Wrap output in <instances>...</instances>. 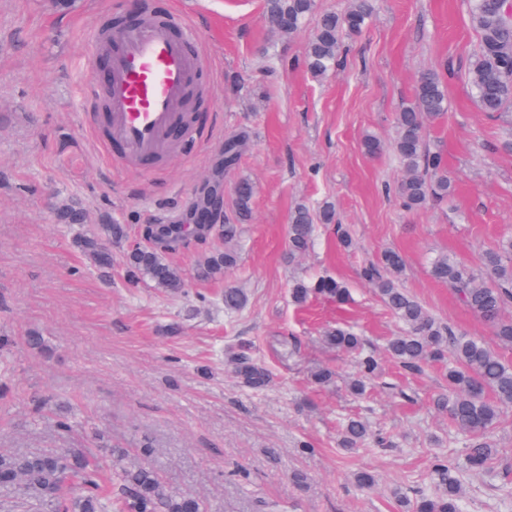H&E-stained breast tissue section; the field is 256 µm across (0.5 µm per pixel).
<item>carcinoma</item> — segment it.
Wrapping results in <instances>:
<instances>
[{"label":"carcinoma","instance_id":"1","mask_svg":"<svg viewBox=\"0 0 512 512\" xmlns=\"http://www.w3.org/2000/svg\"><path fill=\"white\" fill-rule=\"evenodd\" d=\"M471 23L479 36L478 50L469 64L466 78L475 92L481 111L498 114L512 111V12L507 6L496 10L490 0H471ZM316 10V0H265V16L274 32L291 39L302 31ZM373 0H351L343 13L318 14L310 34L305 65L315 77L337 71L344 39L360 34L373 20ZM447 94L442 76L433 70L423 73L411 103L396 115L398 133L392 150L404 171L396 191L405 207L417 209L448 200L451 183L438 153L428 149L426 122L447 112ZM253 185L243 179L237 186L236 207L244 220L251 213ZM334 206L317 208L300 205L292 211L288 229V255L305 254L312 245L317 223L334 222ZM167 238L175 245L190 247L205 241L186 224H151L144 230L146 244L129 247L125 266L129 285L148 280L155 287L177 293L185 288L178 270L150 245L153 236ZM126 238L122 224H103L98 232L80 234L76 243L98 266L112 265L110 245ZM234 251H213L200 263L199 276L217 278L237 265ZM406 267L404 256L395 250L382 253L376 263L364 267L362 278L381 297L401 330L388 341L386 353L404 366L417 367L426 361L448 360V394L440 396L437 407L448 413L452 427L465 435V463L471 469L488 467L496 455L491 431L505 421L512 407V364L484 342L457 332L434 317L400 283ZM429 275L444 284L458 300L492 330L499 345L512 346V238L486 251L476 266L464 264L446 253L430 263ZM320 296L339 304L347 301L349 289L332 276L313 282H293L292 301L305 304ZM247 296L232 285L224 288V311L242 310ZM324 342L336 349L359 355V371L348 381L354 394L365 391L378 368V359L365 349L363 338L348 328L328 331ZM230 363L239 382L257 390L267 387L271 374L266 365L246 350L230 353ZM371 437L365 421L350 418L343 426L341 447L353 453ZM111 463L117 490H102V469L94 464L86 448H53L0 455V489H18L46 512H204L203 502L187 493L168 490L158 474L145 463L128 461L123 448H112ZM433 471L438 489L419 492L410 498L393 492L402 512H463V487L459 474L447 459H436Z\"/></svg>","mask_w":512,"mask_h":512}]
</instances>
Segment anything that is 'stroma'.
<instances>
[{"label": "stroma", "instance_id": "stroma-1", "mask_svg": "<svg viewBox=\"0 0 512 512\" xmlns=\"http://www.w3.org/2000/svg\"><path fill=\"white\" fill-rule=\"evenodd\" d=\"M115 0H0V365L10 392L0 396V454L89 448L140 456L176 492L200 497L206 512H400L394 488L433 492L432 464L459 469L465 512H512V422L492 435L498 455L485 470L465 468V438L448 428L435 399L446 367L410 369L382 350L399 324L361 278L387 250L406 259L402 284L436 318L485 342L491 330L428 274L445 252L475 265L512 235V112H481L465 78L478 36L468 0H375L376 16L349 40L339 74L313 78L304 65L308 32L272 34L264 0H154L187 14L202 31L204 95L200 138L146 172L114 164L84 123L82 85L101 81L87 65L90 35L115 17ZM443 74L448 110L429 124L427 143L443 153L453 192L447 202L408 210L396 193L400 165L391 150L370 156L372 135L390 143L395 118L426 69ZM246 134L238 164L224 167V140ZM254 185L251 216L236 240L239 262L218 279L197 276L203 248L165 258L186 282L170 294L131 288L120 262L149 224L189 223L209 190L232 212L241 179ZM331 202L352 243L318 231L297 261L288 259V222L298 205ZM80 224L64 219L67 210ZM100 224L127 227L101 276L75 246ZM329 275L347 284L339 305H295L293 279ZM245 289L246 307L224 311L225 286ZM349 325L378 352V376L361 396L347 390L353 355L325 344L327 329ZM43 347L31 349L30 333ZM251 344L272 372L261 390L242 387L226 361ZM296 344L285 354L284 344ZM336 371L319 387L317 367ZM72 419L68 433L56 421ZM350 417L366 420L388 446L350 454L339 446ZM309 449H302V442ZM376 486L360 490L354 472ZM304 473L305 486L294 481Z\"/></svg>", "mask_w": 512, "mask_h": 512}]
</instances>
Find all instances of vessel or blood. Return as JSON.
<instances>
[{
	"instance_id": "obj_1",
	"label": "vessel or blood",
	"mask_w": 512,
	"mask_h": 512,
	"mask_svg": "<svg viewBox=\"0 0 512 512\" xmlns=\"http://www.w3.org/2000/svg\"><path fill=\"white\" fill-rule=\"evenodd\" d=\"M201 44L183 15L151 7L113 37L96 32L95 47L109 55V78L103 88L86 85L85 93L93 101L106 94L108 110L90 109L87 119L103 129L102 144L115 160L147 166L173 156V128L192 136L185 111L205 68Z\"/></svg>"
}]
</instances>
